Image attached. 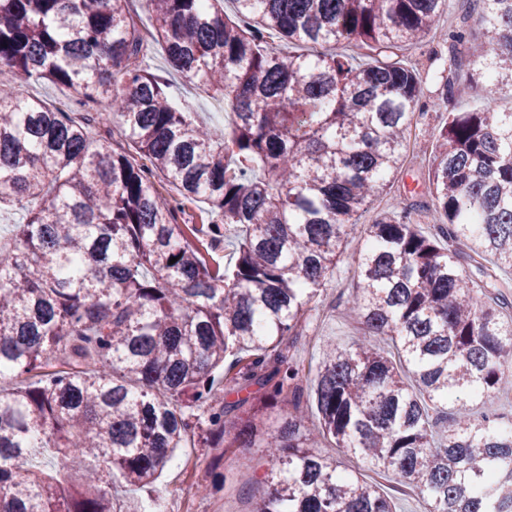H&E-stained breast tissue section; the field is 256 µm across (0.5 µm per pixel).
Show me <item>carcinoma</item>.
<instances>
[{
    "label": "carcinoma",
    "mask_w": 512,
    "mask_h": 512,
    "mask_svg": "<svg viewBox=\"0 0 512 512\" xmlns=\"http://www.w3.org/2000/svg\"><path fill=\"white\" fill-rule=\"evenodd\" d=\"M145 2L153 42L230 115L224 133L149 71L128 0H0V66L76 106L0 85V205L25 214L0 241V379L17 380L0 389V512H138L114 489L153 485L194 440L266 449L253 512H397L317 451L328 438L428 512H512V420L468 413L512 389V112L486 95L448 113L429 232L398 199L358 223L421 110L423 66L394 50L429 37L447 0H233L231 15L224 0ZM476 2L493 47L471 43L484 68L470 84L512 94V0ZM274 34L324 51L275 53ZM115 119L133 150L94 133ZM201 199L209 224L178 223ZM231 225L218 265L206 252ZM354 240L363 334L327 345L313 374L284 344ZM461 243L481 278L460 272ZM45 449L47 469L32 463ZM0 83L14 87L24 96L37 97L54 108L70 112L73 93L50 83H27L6 67L0 70Z\"/></svg>",
    "instance_id": "obj_1"
}]
</instances>
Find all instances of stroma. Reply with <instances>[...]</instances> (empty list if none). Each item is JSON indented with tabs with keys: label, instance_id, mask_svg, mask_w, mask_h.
Masks as SVG:
<instances>
[{
	"label": "stroma",
	"instance_id": "stroma-1",
	"mask_svg": "<svg viewBox=\"0 0 512 512\" xmlns=\"http://www.w3.org/2000/svg\"><path fill=\"white\" fill-rule=\"evenodd\" d=\"M467 2L455 0L450 11L442 18L438 37L427 40L417 48L403 46L397 50L399 59L407 63L423 56L432 60L429 76L423 82L422 100L426 109L407 137L406 161L402 170L392 178L386 194L367 205L360 217L361 223H372L387 211L391 198L398 196L413 203L412 216L421 229L426 231L430 228L427 206L431 199L426 183L431 164L420 153L419 147L432 144L449 111L473 110L480 105L479 96L464 80L456 84L452 97L442 99L437 95L438 77L448 68L452 55L468 57L469 54L465 40L449 45L444 41L445 36L459 30L466 31L468 36L480 32L474 16L466 12ZM147 65L151 72L168 83L175 100L193 101L198 121L217 131L223 129L226 116L220 104L174 73L160 46L149 49ZM0 83L14 87L22 95L44 100L61 111L66 112L71 108V92L50 83L25 82L8 68L0 69ZM358 283L357 265L352 255H344L317 297L311 328L294 349L298 357L305 362L319 364L323 343L332 341L337 346L345 347L360 336V323L345 311V302ZM320 452L341 460L349 471L377 483L385 493H396L400 512H426V505L418 490L395 491L396 480L393 476L377 474L361 459L336 448L333 441H325ZM243 465L247 466L251 478L241 483L237 475L239 467ZM263 472L264 452L259 448H241L229 454L220 448H185L152 487L134 490L133 497L142 512H169L172 501L176 499L182 500L186 512H249L253 501L267 490L266 484L261 481Z\"/></svg>",
	"mask_w": 512,
	"mask_h": 512
}]
</instances>
